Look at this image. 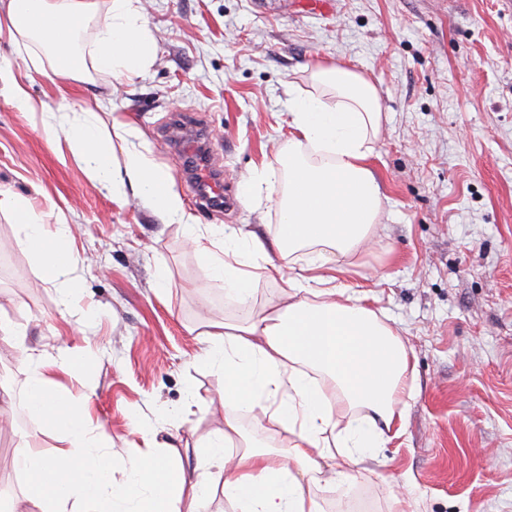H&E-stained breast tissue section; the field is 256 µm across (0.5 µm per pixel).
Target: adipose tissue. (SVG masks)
<instances>
[{
	"instance_id": "ef3b65f1",
	"label": "adipose tissue",
	"mask_w": 512,
	"mask_h": 512,
	"mask_svg": "<svg viewBox=\"0 0 512 512\" xmlns=\"http://www.w3.org/2000/svg\"><path fill=\"white\" fill-rule=\"evenodd\" d=\"M136 0H112L93 48L97 64L115 78L137 72L148 54ZM11 34L45 45L57 74L76 75L83 64L76 36L94 15L92 0H0ZM383 108L374 85L344 63L315 65L304 86L288 97V149L278 162L284 186L275 189L266 172L252 173L242 195L263 198L278 220L265 236L221 227L202 232L192 224L170 175L158 169L133 141L132 127L113 120L104 140L90 119L70 122L72 154L91 166L114 199L136 191L168 222L183 225L187 243L211 271L210 285L225 299L250 306L260 276L279 278L287 303L272 302L241 322L211 323L206 358L224 370V402L261 410L281 434L277 448L252 443L236 420L198 448L195 475L174 463L154 434L129 456L123 480H114L105 450L111 437L89 428L93 388L80 403L58 397L57 377H74L78 353L35 358L25 346V328L0 319V341L11 344L27 366L26 409L64 444L55 456L25 437L14 455L25 510L10 512H203L210 471L223 477L222 492L238 512H322L310 485L351 487L366 463L376 460L391 432L402 431L398 405L410 361L398 335L370 308L365 297L347 295L336 284L346 259L377 223L382 194L368 165L382 129ZM121 146L123 170L111 166ZM19 219L24 238L39 260L43 278L59 290L78 253L64 225L45 224L28 199L0 190V208ZM312 256L299 273L283 264L295 253ZM350 412L347 424L337 416Z\"/></svg>"
}]
</instances>
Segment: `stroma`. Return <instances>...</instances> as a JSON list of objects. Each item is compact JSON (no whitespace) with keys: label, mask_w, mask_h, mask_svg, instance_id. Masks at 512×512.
I'll use <instances>...</instances> for the list:
<instances>
[{"label":"stroma","mask_w":512,"mask_h":512,"mask_svg":"<svg viewBox=\"0 0 512 512\" xmlns=\"http://www.w3.org/2000/svg\"><path fill=\"white\" fill-rule=\"evenodd\" d=\"M76 38L78 78H49L38 41L14 37L0 12V67L30 97L17 108L0 83V189L30 198L47 224L68 225L78 265L67 296L45 282L13 212L0 211V318L27 325L32 354L79 350L93 426L112 438V467L142 447L143 431L194 463L224 428V372L198 362L210 322H235L281 291L260 280L251 308L211 287L209 269L138 197L117 203L66 140L45 124L95 111L118 119L172 176L192 221L258 233L269 203H246L252 170L276 167L288 146L287 91L319 63L342 62L376 87L383 130L369 166L382 192L375 243L353 254L338 285L367 293L410 357L405 424L349 490L313 485L324 512H390L386 481L407 478L404 512H512V0H140L146 65L115 78L92 57L98 21ZM184 114L211 133L233 202L206 209L166 137ZM164 292H157L158 280ZM27 371L0 345V383L13 389L14 429L0 432V482L15 481L17 435L55 436L24 410Z\"/></svg>","instance_id":"obj_1"}]
</instances>
